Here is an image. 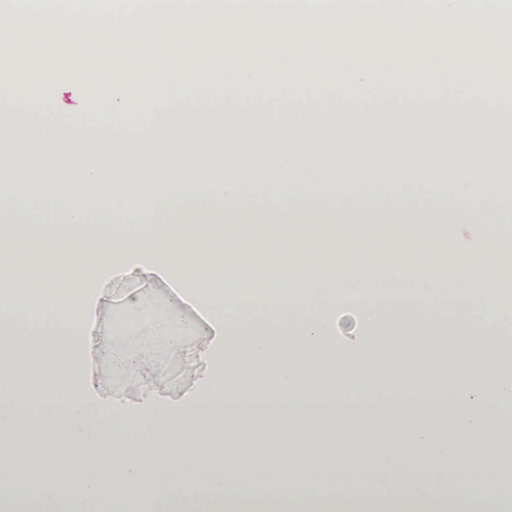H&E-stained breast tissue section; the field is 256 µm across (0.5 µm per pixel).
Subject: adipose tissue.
Here are the masks:
<instances>
[{
	"mask_svg": "<svg viewBox=\"0 0 512 512\" xmlns=\"http://www.w3.org/2000/svg\"><path fill=\"white\" fill-rule=\"evenodd\" d=\"M192 0H0V105L25 86H48L53 48L39 61L20 55V26L58 35L68 25H188ZM0 121V168L37 149V186L54 204L60 176L76 187L54 224L42 208L21 202L15 183L0 177V219L16 225L0 239V341L27 347L22 372L0 360V475L14 463L22 413L46 417L32 438L39 447L41 497L21 507L14 482L0 478V512H512V424L488 429L482 415L448 422L387 414L354 416L348 395L375 388L393 399L445 394L469 406L512 400V373L499 364L508 342L499 329L501 299L512 293V257L494 251L512 211L479 178L497 154L453 151L452 198L416 191V172L435 174L440 152L341 153L289 157L250 149L192 145L64 148L45 99ZM68 153L61 171L56 157ZM382 165L397 176L387 195L352 199L357 171ZM279 176L288 199L249 202L243 176L253 167ZM224 174L215 203L196 202L195 189L211 172ZM331 174L335 190L308 192L307 182ZM95 185L108 209L90 214L79 186ZM121 217L108 236L83 226ZM76 226L59 234L55 224ZM455 261L440 274L444 234ZM65 255L66 266L27 275L33 254ZM253 256L252 269L241 256ZM163 273L197 312L206 330L222 334L225 353L207 349L205 407L156 403L147 414L150 448L125 443L136 427L112 413V435L90 431L95 415L75 390L88 385L82 368L67 369L61 353L79 351L92 333L83 301L62 288L89 289L112 268ZM364 312L365 339L328 350L329 311L336 304ZM262 396H255L257 387ZM331 396L336 411L311 421L288 414L258 419L221 416V408L261 398ZM491 437L495 462L468 480L466 442Z\"/></svg>",
	"mask_w": 512,
	"mask_h": 512,
	"instance_id": "1",
	"label": "adipose tissue"
}]
</instances>
